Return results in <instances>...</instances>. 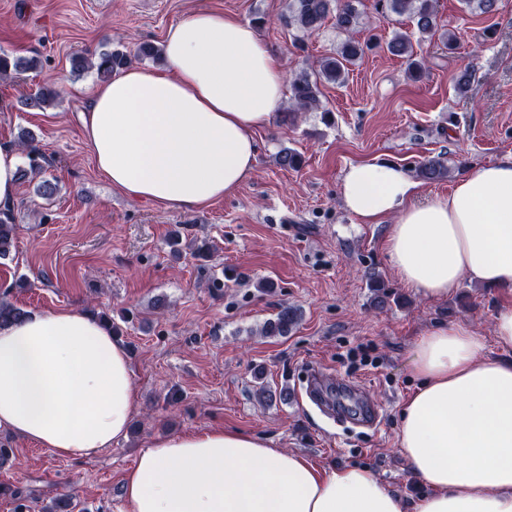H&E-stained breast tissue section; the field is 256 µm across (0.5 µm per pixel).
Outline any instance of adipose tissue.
<instances>
[{"instance_id": "1", "label": "adipose tissue", "mask_w": 512, "mask_h": 512, "mask_svg": "<svg viewBox=\"0 0 512 512\" xmlns=\"http://www.w3.org/2000/svg\"><path fill=\"white\" fill-rule=\"evenodd\" d=\"M165 66H131L92 90L80 119L114 189L165 208L234 193L256 161L255 132L285 98L279 55L241 19L208 9L170 25ZM399 166H350L344 209L361 224L398 221L385 251L399 279L448 297L461 275L512 288V154L418 202ZM472 328L420 338L417 381L398 447L430 489L415 512H512V362L483 355ZM137 395L129 355L82 308L33 311L0 326V429L85 459L125 438ZM125 512H405L369 468L323 467L258 437L211 427L154 442L123 480Z\"/></svg>"}]
</instances>
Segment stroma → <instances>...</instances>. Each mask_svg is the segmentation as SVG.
Returning <instances> with one entry per match:
<instances>
[{
	"label": "stroma",
	"mask_w": 512,
	"mask_h": 512,
	"mask_svg": "<svg viewBox=\"0 0 512 512\" xmlns=\"http://www.w3.org/2000/svg\"><path fill=\"white\" fill-rule=\"evenodd\" d=\"M287 0H0V54L34 57L40 67L0 76V140L33 133L44 154L41 174L18 182L8 213L14 246L0 259V298L26 310L82 307L108 311L120 326L138 394L133 429L98 455L71 460L0 431L13 450L0 464V484L20 499L0 496V512H45L62 494L87 512H119L122 481L153 441L213 426L266 440L327 467L362 465L414 505L426 491L401 456L399 414L416 382L410 364L429 327L459 322L481 337L485 356L499 357L493 318L512 292L461 278L448 297L432 299L404 285L384 248L391 221L360 224L341 205L339 186L353 164L386 160L414 173L443 156L450 173L421 181V199L448 195L466 171L512 152V0L487 15L463 0H438L435 34L415 38L430 66L419 81L389 53L395 32L412 31L376 15L373 0H357L360 39L379 45L349 68L344 84L322 83L321 109L295 124L275 114L256 134V164L237 192L193 211L166 209L113 191L99 174L80 113L98 82L72 73V55L88 56L140 43L162 45L168 27L202 8L244 21L264 17L259 36L281 57L287 76L335 51L344 36L332 26L304 35L279 21ZM454 31L455 49L444 35ZM141 65V58L133 60ZM475 80L458 96L453 78ZM60 97L52 107L26 106L41 86ZM297 150L300 169L279 166L282 148ZM54 183L52 198L40 181ZM179 238L180 254L170 242ZM208 243V257L189 243ZM388 298L375 306L372 278ZM302 312L285 336H264L280 305ZM371 345L374 364L352 367L345 356ZM331 384L359 383L380 411L372 429L339 426L291 389L310 368ZM272 401L256 393V372Z\"/></svg>",
	"instance_id": "1"
}]
</instances>
